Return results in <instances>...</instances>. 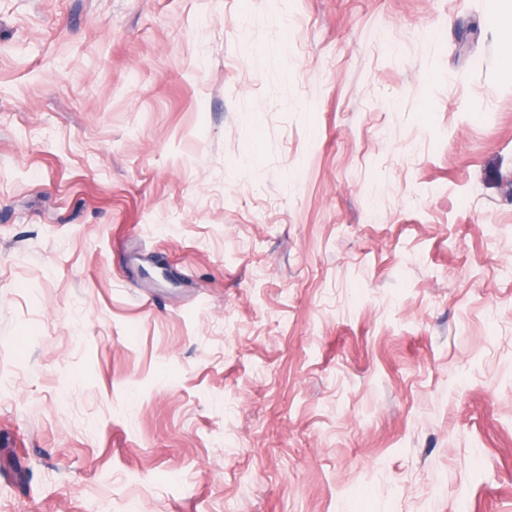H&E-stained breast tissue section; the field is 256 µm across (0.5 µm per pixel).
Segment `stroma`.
Segmentation results:
<instances>
[{
	"instance_id": "obj_1",
	"label": "stroma",
	"mask_w": 512,
	"mask_h": 512,
	"mask_svg": "<svg viewBox=\"0 0 512 512\" xmlns=\"http://www.w3.org/2000/svg\"><path fill=\"white\" fill-rule=\"evenodd\" d=\"M504 0H0V512H512Z\"/></svg>"
}]
</instances>
